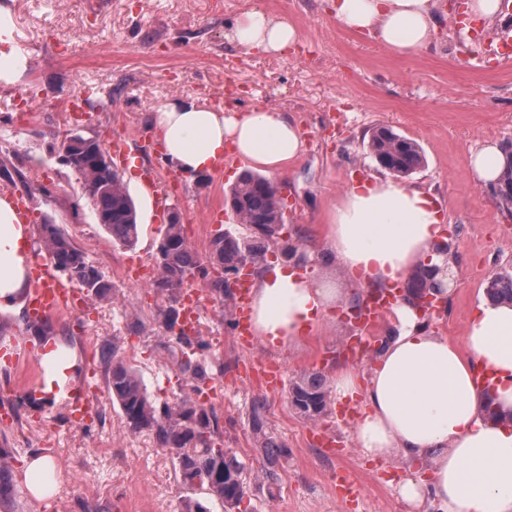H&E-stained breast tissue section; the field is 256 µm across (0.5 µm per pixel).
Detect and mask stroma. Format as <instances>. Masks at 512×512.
Listing matches in <instances>:
<instances>
[{"label":"stroma","mask_w":512,"mask_h":512,"mask_svg":"<svg viewBox=\"0 0 512 512\" xmlns=\"http://www.w3.org/2000/svg\"><path fill=\"white\" fill-rule=\"evenodd\" d=\"M441 23L429 47L400 56L367 32L340 27L332 0H0L13 23V48L24 70L17 83L0 82V167L23 180L33 224L50 221L112 285L110 299L86 295L80 307L48 318V337L90 369L103 391L100 412L77 425L62 403L43 405L15 392L42 368H12L0 362V393L12 394L13 417L0 419V448L14 470L17 494L0 512H182L190 492L180 482L172 451L153 434L128 430L107 391L109 368L103 346L142 375L157 402L179 393L171 362V337L159 310L166 300L150 289L129 285L125 272L156 266L164 225L154 223L152 204L138 173L152 169L169 182L182 230L199 258H206L226 209L224 192L238 169L184 175L163 153L141 151L155 140L152 119L165 105L217 103L238 112L272 109L293 115L304 133V151L292 166L272 175L286 186L288 231L308 254L304 269L334 283L342 306L332 307L322 327L294 348L262 342L239 345L219 305L199 278L188 288L199 297V330L213 365L211 405L225 447L244 463L255 492L253 512H411L398 493L410 474L428 477L424 464L402 458H371L356 447L354 424L360 405L333 402L326 416L309 421L295 411L288 391L271 393L240 375L252 359L281 364L287 382L312 372L333 379L351 361L369 372L373 354L349 359L345 344L363 330L343 306L364 304L373 288L327 257L323 231L327 212L351 182L384 170L367 142L380 126L414 139L425 155L423 168L407 185L426 191L440 207L446 226L455 285L445 310L426 317L428 330L462 340L466 324L486 293L489 278L512 272V212L501 207L490 185L470 181L469 159L488 142L512 141V63H499L492 41L512 45V0H502L504 24L475 21L461 26L448 0H437ZM287 19L299 41L282 53L246 51L229 35L248 11ZM37 86L39 111L21 112L16 91ZM112 93L114 103L89 119H68L60 107L89 86ZM103 142L114 134L133 138L124 173L140 222L139 240L127 248L113 242L97 222L78 175L58 159V147L72 134ZM267 402L266 432L288 450L272 489L261 486L263 462L255 451L251 407ZM50 454L59 468L54 496L37 503L23 488L24 470L35 454ZM349 475L362 490L358 506L344 504L336 478Z\"/></svg>","instance_id":"35a3bbf8"}]
</instances>
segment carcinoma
I'll list each match as a JSON object with an SVG mask.
<instances>
[{
    "label": "carcinoma",
    "mask_w": 512,
    "mask_h": 512,
    "mask_svg": "<svg viewBox=\"0 0 512 512\" xmlns=\"http://www.w3.org/2000/svg\"><path fill=\"white\" fill-rule=\"evenodd\" d=\"M368 147L377 161L388 162L398 176H408L424 164L422 151L415 141L385 127L372 133ZM103 151L108 148L100 140L77 135L68 146L67 167L79 175L97 220L112 235V240L130 248L136 244L140 232L136 206L121 173L111 164L98 162ZM227 201L237 223L259 225L263 235L242 238L228 229L219 231L210 240L206 267L184 238L180 217L172 214L168 217L166 245L157 262V275L152 284L154 290L166 296L167 305L161 310L160 317L168 331L172 321H180V299L189 277L201 274L212 299L224 304V277L209 278L208 267L236 272L244 259L260 260L270 245L279 239L277 229L286 224L284 199L275 190L273 182L262 175L249 171L242 173L229 188ZM38 236L40 250L50 256L54 266L70 281L90 287L96 297L109 295L112 285L71 244L58 225L43 221ZM486 294L492 300L512 301V274L491 278ZM175 340L179 346L173 351L175 366L189 391L157 404L148 394L137 370L118 356L116 348L108 347L105 357L112 362L108 378L112 400L118 404L130 431H149L155 435L159 447L174 451L176 468L184 486L190 490L196 486L204 490V500L192 497L185 500V512H210L206 506L208 502L220 503L224 512H250V506L244 505V499L250 494V487L243 478L244 465L234 453L224 448L216 412L199 400L200 395L208 393L212 380L211 364L205 355L208 344L186 330ZM291 395L313 402L318 417L326 408V380L318 373L305 375L293 383ZM265 413V400L254 401L251 422L256 451L264 461V481L271 486L278 479L277 470L286 451L266 433ZM14 493L12 469L7 454L0 449V501L13 497Z\"/></svg>",
    "instance_id": "1"
}]
</instances>
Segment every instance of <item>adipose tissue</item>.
I'll return each mask as SVG.
<instances>
[{
    "label": "adipose tissue",
    "mask_w": 512,
    "mask_h": 512,
    "mask_svg": "<svg viewBox=\"0 0 512 512\" xmlns=\"http://www.w3.org/2000/svg\"><path fill=\"white\" fill-rule=\"evenodd\" d=\"M337 23L377 33L400 54L428 47L440 18L434 0H336ZM240 45L283 51L299 34L287 20L252 11L235 26ZM166 159L185 173L213 170L226 149L255 168L275 174L303 152L296 121L274 110L227 114L197 104L156 112L153 123ZM441 224L423 191L383 178L351 184L328 215L324 249L341 268L380 287L417 269L444 266L437 246ZM29 231L0 199V313L18 314L27 280ZM337 288L290 270L259 277L251 317L263 343L291 347L314 333L335 303ZM396 330L369 375L350 365L336 372L337 400L361 398L354 441L365 455H401L427 462L430 479L409 477L398 486L415 512H512V304L481 300L463 343L428 331L414 303L392 307ZM493 398L498 417L484 411ZM53 457L28 460L24 484L43 502L58 481Z\"/></svg>",
    "instance_id": "obj_1"
}]
</instances>
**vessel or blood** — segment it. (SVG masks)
<instances>
[{
  "mask_svg": "<svg viewBox=\"0 0 512 512\" xmlns=\"http://www.w3.org/2000/svg\"><path fill=\"white\" fill-rule=\"evenodd\" d=\"M142 188L153 202L154 221L166 223L170 209L169 186L165 181L146 171L141 175ZM31 287L28 293V312L31 319L44 320L75 305L79 291L64 278L44 255L34 252L28 258ZM253 279L250 270H242L237 278L234 309V335L240 344L252 345L255 334L251 324ZM247 375L259 380L271 392L281 391L285 375L280 365L263 359L250 361ZM68 411L75 423L92 418L100 404L99 389L92 380H85L79 396L68 399Z\"/></svg>",
  "mask_w": 512,
  "mask_h": 512,
  "instance_id": "obj_1",
  "label": "vessel or blood"
}]
</instances>
